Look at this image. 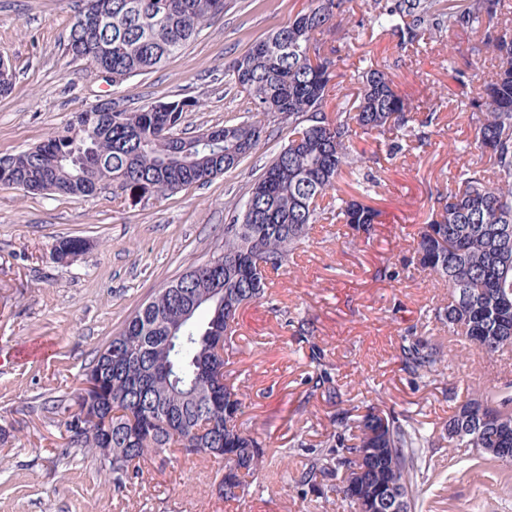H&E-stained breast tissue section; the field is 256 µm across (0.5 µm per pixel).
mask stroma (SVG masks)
<instances>
[{
    "label": "stroma",
    "mask_w": 512,
    "mask_h": 512,
    "mask_svg": "<svg viewBox=\"0 0 512 512\" xmlns=\"http://www.w3.org/2000/svg\"><path fill=\"white\" fill-rule=\"evenodd\" d=\"M312 0H226L223 14L161 67L106 82L65 43L80 0H0V58L14 78L0 96V157L47 140L104 98L135 110L182 97L199 100L185 124L196 133L260 121L261 142L206 185L161 196L116 186L73 198L0 185V512H353L342 474L303 483L299 472L331 431L336 409L360 420L373 407L422 429L412 512H512V465L448 442V420L479 388L512 383V351L492 356L438 319L448 290L412 263L413 237L436 193L469 170L490 177L473 149L477 108H464L450 77L448 31L418 51L373 29L376 0H345L322 35L333 47L339 92L325 111L351 108L367 67L385 72L412 100L421 142L390 154L389 138L354 137L360 168L344 169L337 193L382 213L368 236L321 222L280 272L271 298L245 307L225 367L244 395L240 421L276 454L248 492L220 498L217 462L152 459L116 489L96 455L67 444L82 374L97 352L155 292L224 248V226L288 141V124L262 116L232 67ZM447 93H440V86ZM456 150H449V142ZM85 248L59 258L60 241ZM308 324L294 333L297 321ZM443 346L431 376L404 370L402 342ZM330 382L317 386L321 371Z\"/></svg>",
    "instance_id": "35a3bbf8"
}]
</instances>
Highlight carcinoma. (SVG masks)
I'll list each match as a JSON object with an SVG mask.
<instances>
[{
	"label": "carcinoma",
	"instance_id": "carcinoma-1",
	"mask_svg": "<svg viewBox=\"0 0 512 512\" xmlns=\"http://www.w3.org/2000/svg\"><path fill=\"white\" fill-rule=\"evenodd\" d=\"M98 20L87 41L83 6L70 27L66 50L77 58L96 51L116 84L162 66L204 26L224 13L225 0H97ZM288 26L271 35L268 50L251 49L234 62L237 83L257 110L288 122V142L252 185L232 223L224 225V250L204 266L187 270L129 317L122 331L99 351L82 378L78 410L67 422L68 445L86 448L120 485L139 473L149 456L171 451L189 459L207 456L224 462L216 472L218 492L236 499L263 467L266 444L238 423L242 400L224 372L211 336L235 345L241 309L269 293L267 270H278L316 224L332 215L350 229L367 231L380 212L363 202L331 194L345 168L358 162L350 145L353 127L384 135L397 126L409 136L411 101L376 68L361 75L351 109L330 118L324 107L335 89L333 61L317 38L344 0H315ZM433 0H395L373 16V27L398 39L406 50L428 39L434 27L451 36L479 35L478 44L498 60L483 89L485 118L474 147L487 156L493 186L465 171L457 189L438 193L431 219L422 225L416 263L448 287L451 300L439 319L480 351L512 349V35L497 29L504 0H470L461 11L436 12ZM199 107L192 98L173 99L138 110L108 114L86 110L45 142L12 155L0 170L16 183L48 182L53 194L87 196L100 184L124 178V186L148 190L155 184L204 185L230 170L226 158L249 156L261 128L242 123L223 128V146H202L180 131L186 113ZM91 155L92 178L81 177ZM178 329L179 339L168 336ZM445 352L438 345L402 347L408 372L431 375ZM357 443L329 434L324 449L301 472L308 482L319 473L346 469L342 493L360 512L362 488L396 484L411 512L412 475L419 451L430 443L418 428L391 411L375 407L362 417ZM512 437V393L481 389L457 406L448 420V441L495 459L503 438ZM375 449L369 467L354 469L355 458Z\"/></svg>",
	"mask_w": 512,
	"mask_h": 512
}]
</instances>
